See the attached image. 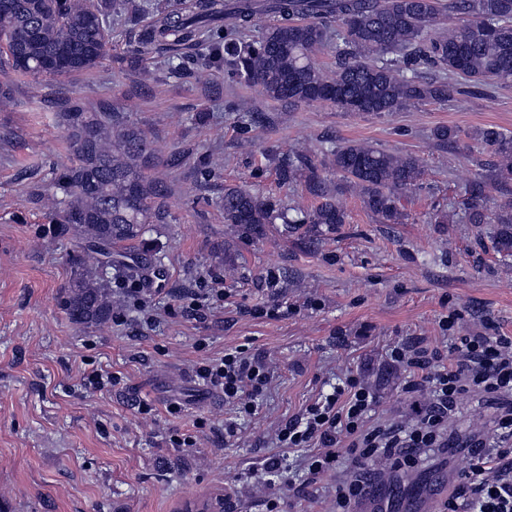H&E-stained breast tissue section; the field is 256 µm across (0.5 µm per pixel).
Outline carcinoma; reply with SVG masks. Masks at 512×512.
Instances as JSON below:
<instances>
[{
	"label": "carcinoma",
	"mask_w": 512,
	"mask_h": 512,
	"mask_svg": "<svg viewBox=\"0 0 512 512\" xmlns=\"http://www.w3.org/2000/svg\"><path fill=\"white\" fill-rule=\"evenodd\" d=\"M471 16L464 25L439 27L443 11ZM154 13L137 34V46L123 62L139 66L145 51L168 53L181 69L190 52L206 45L209 60L200 71L208 79L216 57L233 73L259 85L272 101L301 107L331 102L345 112L380 114L418 102H442L459 91L457 78L483 83L512 82V0H171L164 8L152 0H13L0 17V74L10 72L55 78L43 59L63 44L75 52L69 75L91 73L109 57L114 17ZM275 14L261 37L241 42L227 33L248 30L261 15ZM336 45V70L328 73L313 56ZM433 67L442 76L424 80L418 71ZM65 139L72 161L54 169L50 179L28 187L29 201L76 232L71 255L74 274L63 307L77 324L104 325L112 318V271L148 281L151 263L125 250L143 242L146 229L166 224L168 197L149 175L157 165L152 135L96 112L76 100L64 114ZM493 155L490 178L498 186L512 182V134L494 126L480 130ZM340 175L337 183L323 170ZM426 175L420 158L361 141H345L315 162L295 152L277 164V180L290 189L302 185L313 203L300 196L281 211L279 200L245 186L224 187V223L244 233L261 234L280 218L285 224H312L333 230L346 223L338 198L357 194L365 208L385 224H401L403 200ZM484 186L467 189L464 219L495 225L497 251L512 255V201L494 212L483 204Z\"/></svg>",
	"instance_id": "1"
}]
</instances>
